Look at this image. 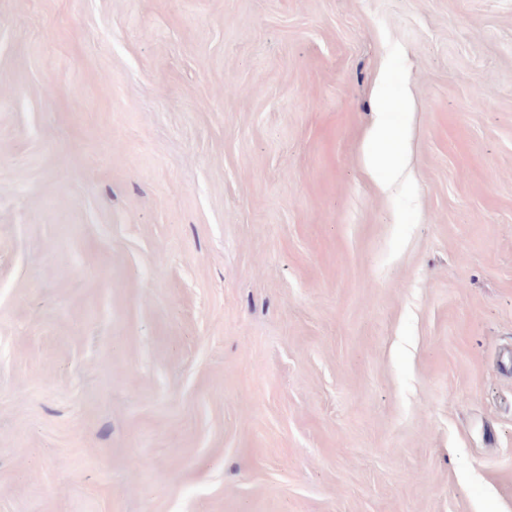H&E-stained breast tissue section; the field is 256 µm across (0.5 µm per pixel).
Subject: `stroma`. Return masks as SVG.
<instances>
[{
    "label": "stroma",
    "instance_id": "35a3bbf8",
    "mask_svg": "<svg viewBox=\"0 0 512 512\" xmlns=\"http://www.w3.org/2000/svg\"><path fill=\"white\" fill-rule=\"evenodd\" d=\"M0 512H512V0H0Z\"/></svg>",
    "mask_w": 512,
    "mask_h": 512
}]
</instances>
